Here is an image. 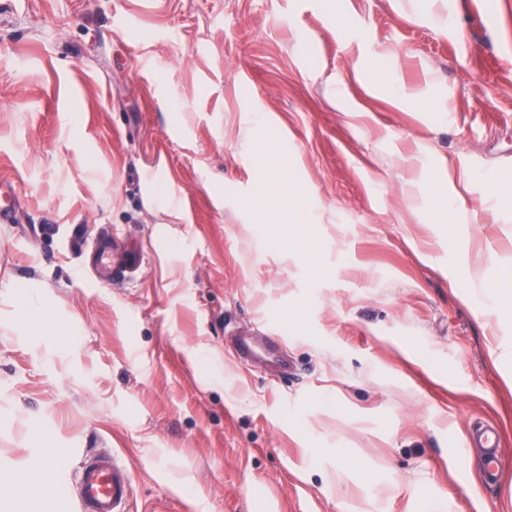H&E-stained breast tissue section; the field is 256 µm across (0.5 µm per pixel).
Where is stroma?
I'll return each mask as SVG.
<instances>
[{
  "label": "stroma",
  "instance_id": "stroma-1",
  "mask_svg": "<svg viewBox=\"0 0 512 512\" xmlns=\"http://www.w3.org/2000/svg\"><path fill=\"white\" fill-rule=\"evenodd\" d=\"M336 3L0 0V512L29 459L97 453L133 462L128 512H512V317L466 283L512 267V0ZM248 137L311 236L283 200L257 222ZM87 237L138 260L99 286ZM259 324L290 374L234 361ZM467 448H483L485 455L482 471L483 482L488 486L496 485L502 467L496 428L489 425L487 428L473 431L469 436Z\"/></svg>",
  "mask_w": 512,
  "mask_h": 512
}]
</instances>
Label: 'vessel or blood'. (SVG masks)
<instances>
[{"instance_id":"b4317fda","label":"vessel or blood","mask_w":512,"mask_h":512,"mask_svg":"<svg viewBox=\"0 0 512 512\" xmlns=\"http://www.w3.org/2000/svg\"><path fill=\"white\" fill-rule=\"evenodd\" d=\"M93 266L98 283L112 279V269L118 263L112 244L97 242L93 254ZM237 358L245 363H263L273 356L270 344L258 343L252 338L236 341ZM469 447L484 451L482 479L486 485H496L501 473L497 430L487 427L469 436ZM56 484L69 487L76 496L82 512H126V503L132 488V465L116 457L98 455L91 458L81 470L77 480H69L61 466H53Z\"/></svg>"}]
</instances>
